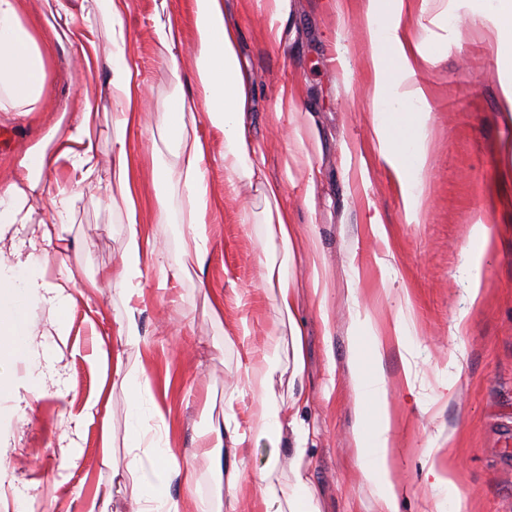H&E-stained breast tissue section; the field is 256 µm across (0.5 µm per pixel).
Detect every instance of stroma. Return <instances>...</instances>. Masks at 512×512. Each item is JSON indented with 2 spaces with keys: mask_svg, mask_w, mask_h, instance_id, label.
<instances>
[{
  "mask_svg": "<svg viewBox=\"0 0 512 512\" xmlns=\"http://www.w3.org/2000/svg\"><path fill=\"white\" fill-rule=\"evenodd\" d=\"M127 54L140 72L151 111L130 136L135 157L139 218L150 241L162 243L161 266L143 279L137 346H121L123 369L146 372L166 420L145 417L148 436L169 431L170 444L191 464L202 494L214 491L209 463L197 453V435L210 417L220 416L226 396L241 425H248L259 398L246 384L244 363L260 364L268 341L280 344L281 361L269 384L275 394L297 398L298 418L308 431L307 475L322 512H378L377 497L358 467L355 444L356 388L351 370L350 330L356 312H367L379 328L397 310L408 318L405 348L382 347V370L397 418V474L405 487L399 512H435L422 461L432 455L451 465L468 512H512V210L493 209L490 191L512 197V180L498 178L507 160L512 130L498 119L503 65L497 31L476 22L475 10L491 11V0H432V13L447 11L448 24L413 27L417 40L431 45L436 60L418 75L429 89L425 148L427 172L421 221L406 223L397 187L383 161L372 160L361 176L359 152L367 146L374 104L370 48L355 20L360 0H293L288 27L295 36L270 47L249 0H225L236 19L242 55L255 77L251 132L262 143L268 176L285 179L293 157L272 137L268 114L279 83L298 85L299 112L315 116L307 149L322 179L305 203L301 188L286 186L283 202L309 222L315 254L297 255L292 273L298 285V319L303 327L305 370L292 377L288 328L260 279L258 227L241 221L242 211L260 215L264 202L255 189L225 184L219 156L206 159L208 252L204 264L183 253L182 229L189 203L179 165L164 140L162 121L174 96L196 93L193 0H166V11L186 32L184 64L172 70L154 35L155 0H128ZM54 0H24L21 17L36 36L46 61V79L36 112L0 111V185L17 161L54 125L69 129L83 94L96 97L93 123L97 144L94 188L70 204L63 241L52 254L49 276L67 262L83 292L69 313L65 337L52 335L48 314L36 308L30 321L42 331L41 391L24 402L0 399V450L8 476L0 483V512H86L94 497L124 493L112 483L113 467H125L129 395L115 386L108 415L112 422V467L101 463L100 415L86 405L96 393L100 370L93 358L98 334H115L126 304L111 287L88 288L89 280L118 262L124 250L123 210L109 207L102 192L112 179L110 163L115 106L102 88L111 48L104 23L76 19L67 39L56 42L47 21ZM389 230L372 234L371 212ZM496 224L501 235L483 264L487 301L470 308L472 269L467 252L470 227ZM359 274L357 296L349 280ZM321 286L312 289V275ZM221 299L214 320L208 309ZM468 310L464 332L454 316ZM230 344H222L224 334ZM459 366H451L452 356ZM452 382L453 395L442 394ZM239 489L242 512L257 498L255 474L271 453L267 442L247 440Z\"/></svg>",
  "mask_w": 512,
  "mask_h": 512,
  "instance_id": "obj_1",
  "label": "stroma"
}]
</instances>
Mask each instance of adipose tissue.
<instances>
[{"label": "adipose tissue", "mask_w": 512, "mask_h": 512, "mask_svg": "<svg viewBox=\"0 0 512 512\" xmlns=\"http://www.w3.org/2000/svg\"><path fill=\"white\" fill-rule=\"evenodd\" d=\"M95 14L110 27L112 49L107 59L110 77L107 92L117 106L113 114L116 136L112 146V180L105 192L109 201H121L125 210V248L119 265L102 272L100 281L119 290L129 303L127 314L116 330L126 345L141 341L139 310L135 298L142 295L145 267L158 262L157 250L145 249L138 220L133 184L134 159L129 152L127 133L138 122L148 104L141 90L140 72L126 53L124 17L128 0H93ZM196 33V81L199 93L178 95L165 119V137L179 161L180 178L190 202L186 254L204 261L207 254V203L204 199V162L212 152L224 161L229 186L248 181L265 202L259 220L258 242L263 259L262 282L273 294L274 307L286 318L292 336V376L304 371L303 332L297 318L296 283L291 264L305 236L291 209L284 206V183L268 178L264 151L251 134L250 90L253 75L238 51V25L224 9V0H194ZM262 31L272 46L288 37L292 0H254ZM430 0H362L360 27L371 49L373 69L372 99L376 114L371 143L389 168L401 198L407 223L416 224L424 207L422 192L426 168L427 93L416 76L433 61L434 53L410 35L413 25L424 24L431 16ZM22 0H0V110L36 111L45 85V58L34 35L21 20ZM300 97L297 86L285 82L276 92L269 124L280 132L299 167L305 195H312L320 177L306 150L308 126L298 122L294 110ZM80 122L58 139L59 156L67 158L75 173L77 188L90 186L95 172L97 146L92 120L97 112L94 97L79 102ZM223 135L221 148L204 140L198 132L200 121ZM45 147H34L18 163L13 178L0 187V395L12 391L6 365L17 355L36 357L37 333L28 320L29 308L43 306L55 330H62L68 308L66 290L75 278L67 266H60L56 279H49L50 251L61 240V226L69 199L65 195L38 193L34 172L50 166ZM51 209L53 222H34L37 210ZM353 373L357 379L356 405L361 410L356 445L363 477L379 501L380 512H399L403 487L396 476L393 432L395 420L381 368L382 343L368 314H356L352 329ZM279 360V346L268 343L262 355L263 368H246L248 387L260 394V407L249 427H242L233 408H225L221 424L201 435L204 455L213 460L215 497L193 494L171 496L152 483L147 469L155 467L168 478L190 488L193 469L173 452L168 438L147 441L144 414L160 415L158 406H146L151 379L140 374L129 400V459L121 476L128 492L126 512H239L238 490L243 460L240 446L246 438L267 440L275 452L259 469L260 496L255 512H321L314 489L304 475L305 432L297 422L293 404L268 391V374ZM292 433L288 467L293 483L278 486L273 475L279 464L276 452L284 431ZM150 460H143L142 451ZM425 478L437 494L436 512H463L464 499L449 472L434 459H426Z\"/></svg>", "instance_id": "ef3b65f1"}]
</instances>
